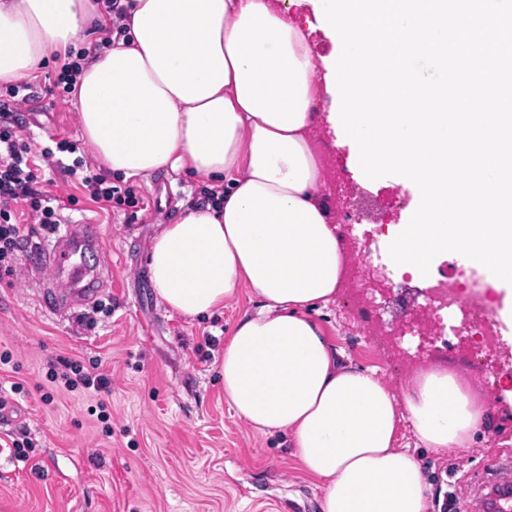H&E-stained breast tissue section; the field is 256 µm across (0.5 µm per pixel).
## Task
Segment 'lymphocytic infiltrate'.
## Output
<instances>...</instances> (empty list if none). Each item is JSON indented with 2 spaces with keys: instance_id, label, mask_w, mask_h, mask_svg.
<instances>
[{
  "instance_id": "1",
  "label": "lymphocytic infiltrate",
  "mask_w": 512,
  "mask_h": 512,
  "mask_svg": "<svg viewBox=\"0 0 512 512\" xmlns=\"http://www.w3.org/2000/svg\"><path fill=\"white\" fill-rule=\"evenodd\" d=\"M30 99V94L22 93L17 85L7 87L5 95L0 96V273L8 276L15 271L17 254L30 230L26 214L37 217L46 235L60 228L64 204L41 189L46 169L65 173L88 192L91 200L112 213L138 212L146 207L144 197L133 188L108 183L104 176L85 169L75 157L76 142L63 139L55 149L47 148L41 156H34L19 110ZM66 153L73 155L72 163L63 161ZM51 377L63 381L65 387L79 385L98 393L109 392L111 385L107 375L86 371L79 361L69 357L56 359Z\"/></svg>"
}]
</instances>
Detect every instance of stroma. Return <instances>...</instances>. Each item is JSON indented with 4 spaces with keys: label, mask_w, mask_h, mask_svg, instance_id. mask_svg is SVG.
Here are the masks:
<instances>
[{
    "label": "stroma",
    "mask_w": 512,
    "mask_h": 512,
    "mask_svg": "<svg viewBox=\"0 0 512 512\" xmlns=\"http://www.w3.org/2000/svg\"><path fill=\"white\" fill-rule=\"evenodd\" d=\"M61 66L57 58L42 64L32 81L39 102L23 107L36 152L56 139L81 138L72 95L54 86ZM318 142L332 151L331 169L345 175L334 185L338 224H345L357 195L379 198L395 189L404 206L390 223L366 217L356 230L383 242L389 227L407 223L414 190L398 187L390 175L364 178L331 129H321ZM108 179L133 187L147 209L134 217L105 214L61 174L47 187L53 195L78 197L64 210L65 220L97 225L112 257L100 296L109 309L96 314L93 326L82 325L77 311L63 317L42 311L40 286L25 270L0 276V352L12 356L0 368V387L14 409L11 420H0V439L23 426L34 444L26 462L0 453V512H320L323 482L301 469L289 434L259 433L234 412L224 398L223 349L203 344V332L232 333L254 309L248 290L240 289L223 310L191 319L161 304L150 281L151 239L186 213L202 179L185 172L131 179L112 173ZM392 280L394 295L377 315L352 302L344 287L311 316L344 362L375 370L395 393L415 371L430 367L457 371L475 385L487 413L465 447L433 452L405 422L396 442L422 468L428 512H448L452 492L461 512H471V484L485 456L512 451V405L502 395L512 390V327L499 324L497 352L480 361L445 347L438 336L419 357H406L379 335L374 319L401 321L421 301L425 285L397 272ZM61 356L109 375L111 394L70 391L51 381V365ZM15 382L20 392H11Z\"/></svg>",
    "instance_id": "35a3bbf8"
}]
</instances>
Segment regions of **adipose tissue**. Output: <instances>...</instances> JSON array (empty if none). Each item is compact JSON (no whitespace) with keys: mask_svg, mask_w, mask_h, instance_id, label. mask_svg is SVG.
<instances>
[{"mask_svg":"<svg viewBox=\"0 0 512 512\" xmlns=\"http://www.w3.org/2000/svg\"><path fill=\"white\" fill-rule=\"evenodd\" d=\"M126 33L75 85L84 143L106 171H189L224 184V205L163 225L149 247L159 301L194 318L248 289L260 302L224 341V397L260 432L291 436L324 483L321 512H427L408 449L465 446L485 409L457 372L417 373L403 395L342 365L307 311L335 300L349 266L315 141L329 97L308 33L273 0H118ZM96 0H0V83L33 78L86 33L107 29Z\"/></svg>","mask_w":512,"mask_h":512,"instance_id":"ef3b65f1","label":"adipose tissue"}]
</instances>
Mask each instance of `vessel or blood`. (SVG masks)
Listing matches in <instances>:
<instances>
[{"mask_svg": "<svg viewBox=\"0 0 512 512\" xmlns=\"http://www.w3.org/2000/svg\"><path fill=\"white\" fill-rule=\"evenodd\" d=\"M29 267L44 278L48 290L41 300L44 308L63 315L95 300L112 259L104 251L95 225L69 224L53 242L33 249ZM487 469L496 476L497 490L512 488V462L493 456Z\"/></svg>", "mask_w": 512, "mask_h": 512, "instance_id": "vessel-or-blood-1", "label": "vessel or blood"}]
</instances>
